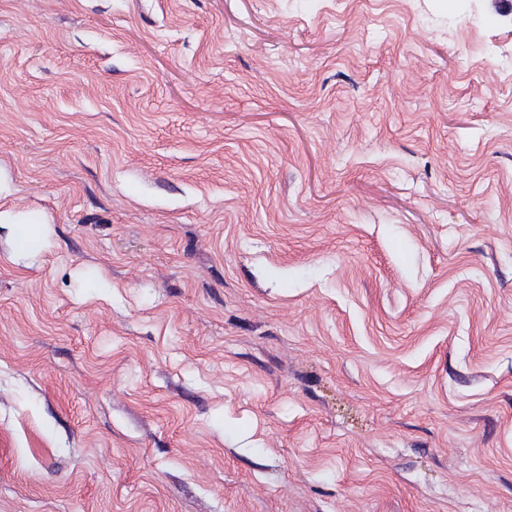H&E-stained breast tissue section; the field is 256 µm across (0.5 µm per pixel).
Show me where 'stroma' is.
<instances>
[{
	"instance_id": "obj_1",
	"label": "stroma",
	"mask_w": 512,
	"mask_h": 512,
	"mask_svg": "<svg viewBox=\"0 0 512 512\" xmlns=\"http://www.w3.org/2000/svg\"><path fill=\"white\" fill-rule=\"evenodd\" d=\"M0 178V512H512L503 0H0ZM45 224H49L45 216L0 210V227L9 230L17 246L16 253L26 258L34 259L40 255Z\"/></svg>"
}]
</instances>
